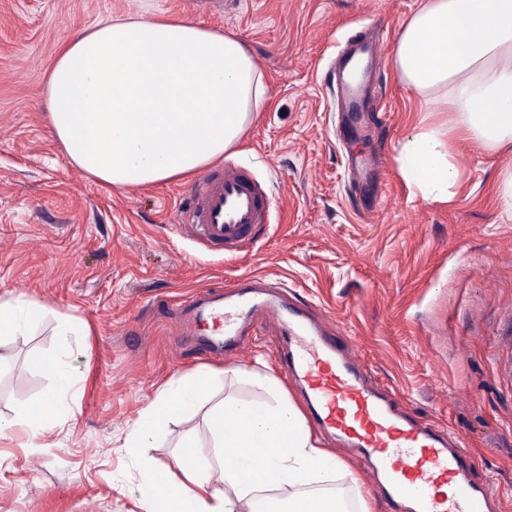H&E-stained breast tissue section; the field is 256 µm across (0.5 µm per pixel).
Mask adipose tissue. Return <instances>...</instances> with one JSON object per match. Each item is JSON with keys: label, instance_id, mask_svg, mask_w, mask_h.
Returning <instances> with one entry per match:
<instances>
[{"label": "adipose tissue", "instance_id": "adipose-tissue-1", "mask_svg": "<svg viewBox=\"0 0 512 512\" xmlns=\"http://www.w3.org/2000/svg\"><path fill=\"white\" fill-rule=\"evenodd\" d=\"M393 68L428 111L450 106L464 139L479 150L512 140V0H424L404 23ZM49 122L68 160L100 181L123 188L189 175L220 158L261 111V73L236 38L190 18H114L67 41L48 80ZM445 132L415 133L400 154L404 178L424 198L452 199L459 172ZM43 306L0 299V334L27 335ZM230 375L260 395L227 396L208 411L220 471L194 463L191 480L209 497L185 498L163 483L154 512H347L340 494L311 485L341 462L319 447L308 423L272 375L243 366ZM205 377L165 383L126 439V453L156 479L149 448L173 417L195 412ZM220 489H212L213 480Z\"/></svg>", "mask_w": 512, "mask_h": 512}]
</instances>
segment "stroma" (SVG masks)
<instances>
[{
	"label": "stroma",
	"mask_w": 512,
	"mask_h": 512,
	"mask_svg": "<svg viewBox=\"0 0 512 512\" xmlns=\"http://www.w3.org/2000/svg\"><path fill=\"white\" fill-rule=\"evenodd\" d=\"M419 0H0V296L44 305L27 335H0V417L46 397L55 385L40 361L71 323L68 364L78 390L38 438L17 426L0 435V512H147L141 465L123 444L164 383L197 371L214 377L213 400L252 396L227 376L262 367L297 405L300 384L280 359L287 339L247 324L234 343L186 339L174 305L215 290L228 298L250 276L274 284L283 304L329 328L366 359L371 385L395 393L409 413L459 435L490 486L495 512H512V385L494 365L490 337L512 309V238L498 184L512 145L473 149L457 138L460 178L447 202L424 199L398 158L407 138L454 124L426 111L398 80L391 53ZM123 15L187 17L237 37L265 80L267 106L225 151L274 187L269 224L232 255L177 223L188 178L136 188L102 184L74 166L46 109L49 71L78 32ZM386 27L368 58L371 102L386 115L373 136L367 114L342 122L327 83L346 39ZM382 152L374 214L354 195L347 162ZM193 430L214 461L207 410L170 422L149 454L169 482L199 494L176 462ZM348 467L330 481L351 504L386 512L336 437L316 432Z\"/></svg>",
	"instance_id": "stroma-1"
}]
</instances>
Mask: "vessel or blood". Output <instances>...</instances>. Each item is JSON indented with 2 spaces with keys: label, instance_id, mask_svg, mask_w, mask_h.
I'll return each instance as SVG.
<instances>
[{
  "label": "vessel or blood",
  "instance_id": "1",
  "mask_svg": "<svg viewBox=\"0 0 512 512\" xmlns=\"http://www.w3.org/2000/svg\"><path fill=\"white\" fill-rule=\"evenodd\" d=\"M270 197L233 161L200 169L178 221L204 243L226 252L246 251L259 225L268 223ZM196 330L236 335L238 320L273 327L291 348L284 365L297 378L316 425L346 441L363 459L365 481L393 505V512H491L486 484L477 482L473 460L460 437L441 438L430 424L407 415L390 396L368 385L363 358L342 354L326 332L301 314L244 293L230 306L205 301ZM501 378L512 377V320L502 319L494 338Z\"/></svg>",
  "mask_w": 512,
  "mask_h": 512
}]
</instances>
